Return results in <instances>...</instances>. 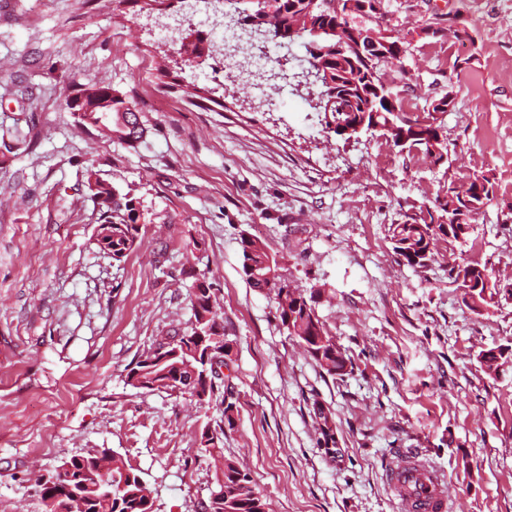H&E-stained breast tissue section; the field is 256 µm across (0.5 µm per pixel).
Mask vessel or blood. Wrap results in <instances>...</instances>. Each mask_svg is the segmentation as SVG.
<instances>
[{"label": "vessel or blood", "instance_id": "1", "mask_svg": "<svg viewBox=\"0 0 512 512\" xmlns=\"http://www.w3.org/2000/svg\"><path fill=\"white\" fill-rule=\"evenodd\" d=\"M404 512H449L444 479L414 451L406 452L403 461L388 477Z\"/></svg>", "mask_w": 512, "mask_h": 512}]
</instances>
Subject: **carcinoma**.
I'll return each mask as SVG.
<instances>
[{"label":"carcinoma","instance_id":"obj_1","mask_svg":"<svg viewBox=\"0 0 512 512\" xmlns=\"http://www.w3.org/2000/svg\"><path fill=\"white\" fill-rule=\"evenodd\" d=\"M252 8L241 11V19L247 23H257L273 31L280 41L288 42V25L304 0H247ZM352 0H318L320 33L314 29L305 31L302 40L312 43L318 39L325 41L330 59L327 67L331 80L339 82L338 88L344 94L345 112L331 113V121H366V125L379 128L382 136L394 147L402 151H421L434 165L448 156L447 141L435 144L430 142V127L413 132V138L405 145L398 143V130L404 128L412 132L409 123L420 122V116L410 113L406 95L411 87L397 90L385 79L387 69L401 62L411 41L405 35L389 33L386 41L393 45L383 56L364 46L357 51L348 43L349 30L370 27V17L374 14L377 0H366L368 10L357 14L352 12ZM157 85L170 92H181L188 98L201 101L205 97L196 88H184L165 65L156 68ZM111 87L92 86L72 88L66 100L85 98L88 106V120L81 127H95L99 124L112 130V139L133 146L145 133L140 115L127 106V101L119 96H110ZM495 194L494 183L483 174H474L464 182L447 181L440 186L432 205L425 208L423 216H407L405 220L390 226V240L399 261L413 268H426L435 260L434 247L437 241L450 244L465 243L473 231V223L481 214L480 209L468 206L470 202H489ZM139 209L136 201L128 194L112 190V204L99 209L96 241L106 244L112 259L119 261L133 251L141 239L142 225L139 224ZM241 271L246 282L260 291L274 294L277 313L281 325L288 335L299 344L306 345L305 351L311 359L331 376H343L348 359L343 349L336 344L335 337L327 331L316 312V294L294 285L278 274L279 261L258 240L249 236L241 238ZM200 287L192 289L190 305L192 317L188 330L179 338L180 354L176 361L189 363L196 369L191 374L182 369L179 375L164 373L166 365L153 361V355L137 361L128 369L125 383L133 388L162 391L177 385L197 391V403L207 406L216 404L222 408V423L218 434L224 428L235 424V403L230 401L233 387L229 376L222 368L229 367L232 341L226 333H221L224 352L219 355H205L197 351L198 333L215 326L224 327L216 293L206 275L195 278ZM507 290L512 291V282L492 281L490 288L484 287L472 292L471 310H488L494 297ZM512 357V349L497 346L483 350L479 359L484 372L497 375L502 361ZM319 447L336 448L334 421L323 416V408L314 409ZM222 438H207L203 448L215 461L217 489L212 491L205 512H267L264 495L248 473L240 470L234 462L224 458ZM60 472L46 471L47 478H38L35 484L41 499H52L65 484L79 483L83 488L82 507L75 512H156L154 498L143 478L128 465L120 454L110 448H101L85 455H73L59 465ZM112 474L111 495L105 496L96 489L102 472Z\"/></svg>","mask_w":512,"mask_h":512}]
</instances>
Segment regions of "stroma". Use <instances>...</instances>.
I'll use <instances>...</instances> for the list:
<instances>
[{
  "label": "stroma",
  "instance_id": "stroma-1",
  "mask_svg": "<svg viewBox=\"0 0 512 512\" xmlns=\"http://www.w3.org/2000/svg\"><path fill=\"white\" fill-rule=\"evenodd\" d=\"M412 43L389 71L417 103L453 90L437 114L451 165L399 152L379 133L346 143L325 127L320 86L264 91L208 53L184 84H156L189 31L214 38L204 0H176L163 37L128 0H0V512H43L32 478L76 453L109 448L143 478L157 512H199L215 487L198 434L218 407L127 386L157 340L185 330L195 273L213 284L234 341L237 402L224 456L250 473L270 512H402L387 484L415 449L446 475L454 512H512V301L478 314L449 265L477 261L512 280V0H386ZM460 13L475 43L417 38ZM470 57L454 72L456 57ZM111 86L147 129L129 147L80 128L61 89ZM484 174L496 198L471 244L446 243L415 269L389 227L430 205L444 181ZM140 202L142 240L123 261L100 250L89 176ZM280 273L319 292L317 313L349 360L331 376L289 336L271 293L241 275L242 236ZM333 415L340 457L317 444L313 403ZM156 71H157V74L155 76V79L157 80L156 84L160 88L170 91V92H175V93L183 92V96H186L188 98H196V99L201 100L202 102L204 100L214 101L213 99H211L209 97H203V96L199 95L198 94L199 89H197V88L191 89L190 87H187V86H186L187 88H183L182 85L178 83L176 76L172 75V72L168 69L167 66L160 64L156 68ZM479 359L484 372L489 376H496L502 366V360L512 357V349L509 346H497L479 353Z\"/></svg>",
  "mask_w": 512,
  "mask_h": 512
}]
</instances>
